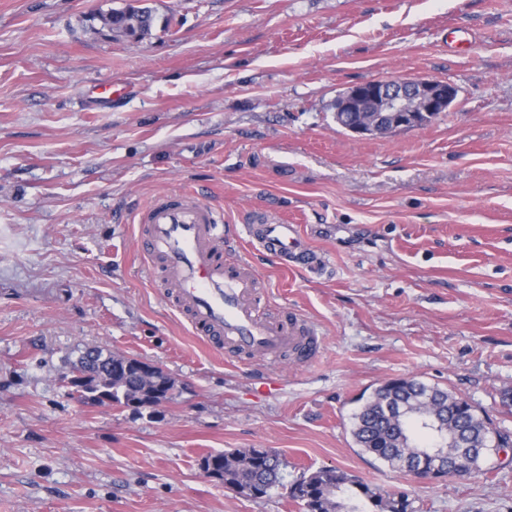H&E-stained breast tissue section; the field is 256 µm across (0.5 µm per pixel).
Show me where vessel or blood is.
<instances>
[{"label":"vessel or blood","instance_id":"obj_1","mask_svg":"<svg viewBox=\"0 0 512 512\" xmlns=\"http://www.w3.org/2000/svg\"><path fill=\"white\" fill-rule=\"evenodd\" d=\"M253 245L275 255L282 266L315 269L322 257L299 243L293 225H246ZM233 231L197 193L163 194L147 208L138 236L139 252L158 261L176 290L177 306L194 335L209 347L251 359L278 360L289 354L307 365L320 353L313 325L292 311L270 316L262 285L248 260L227 259Z\"/></svg>","mask_w":512,"mask_h":512}]
</instances>
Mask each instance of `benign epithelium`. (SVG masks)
Returning a JSON list of instances; mask_svg holds the SVG:
<instances>
[{
  "label": "benign epithelium",
  "instance_id": "benign-epithelium-1",
  "mask_svg": "<svg viewBox=\"0 0 512 512\" xmlns=\"http://www.w3.org/2000/svg\"><path fill=\"white\" fill-rule=\"evenodd\" d=\"M456 89L439 80L409 78L370 80L351 86L336 101V122L361 137L387 134L400 127H420L449 110ZM406 472L418 481H432L450 473L468 477L461 462L450 464L437 457L427 466L414 461Z\"/></svg>",
  "mask_w": 512,
  "mask_h": 512
}]
</instances>
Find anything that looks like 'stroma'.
<instances>
[{
	"label": "stroma",
	"mask_w": 512,
	"mask_h": 512,
	"mask_svg": "<svg viewBox=\"0 0 512 512\" xmlns=\"http://www.w3.org/2000/svg\"><path fill=\"white\" fill-rule=\"evenodd\" d=\"M149 3L151 34L116 40L96 16L123 0H0V512H302L288 486L325 467L415 512H512V459L418 482L352 436L359 398L410 377L512 435V0ZM405 78L453 85L452 107L375 139L336 123L349 87ZM191 190L322 254L285 271L238 245L268 313L316 325V362L213 352L148 273L143 212ZM91 346L160 368L171 399L79 402L64 376ZM248 448L282 487L199 467Z\"/></svg>",
	"instance_id": "1"
}]
</instances>
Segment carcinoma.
Returning a JSON list of instances; mask_svg holds the SVG:
<instances>
[{
  "instance_id": "obj_1",
  "label": "carcinoma",
  "mask_w": 512,
  "mask_h": 512,
  "mask_svg": "<svg viewBox=\"0 0 512 512\" xmlns=\"http://www.w3.org/2000/svg\"><path fill=\"white\" fill-rule=\"evenodd\" d=\"M100 20L107 30L115 29L126 38L139 40L151 34L156 15L152 8L140 5V0H130L123 7L101 15ZM72 371L85 377L79 395L82 401L96 402L107 396L112 403L126 406L129 399L136 397L140 405L151 406L162 398L168 399L174 387L172 379L159 369L157 379L161 381V392L157 396L150 394L145 391L139 367L126 363L121 355L105 354L98 348L87 349L73 364ZM401 397L417 399L422 409L414 413L413 420L393 425L385 418L383 408L387 401ZM432 412L459 427L477 446L488 447L498 438L501 447L507 448L512 440L508 434L490 428L468 401L416 378L389 380L363 399L353 415V436L363 451L400 469L407 455L450 454L452 449L446 447L443 437L426 421ZM280 466L276 455L256 465L249 450L228 452L224 454V482L243 490L252 488L255 490L253 497H262L282 485ZM290 498L302 506L303 512H413L409 498H404L397 506L394 495L356 482L345 474L336 485V491L330 492L315 471L307 476L306 489Z\"/></svg>"
}]
</instances>
